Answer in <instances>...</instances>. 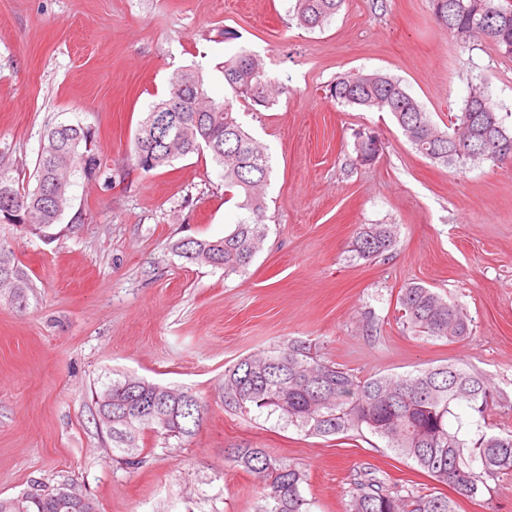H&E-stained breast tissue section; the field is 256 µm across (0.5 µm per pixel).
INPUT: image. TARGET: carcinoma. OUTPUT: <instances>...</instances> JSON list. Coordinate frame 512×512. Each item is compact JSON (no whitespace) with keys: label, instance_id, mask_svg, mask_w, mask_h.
<instances>
[{"label":"carcinoma","instance_id":"obj_1","mask_svg":"<svg viewBox=\"0 0 512 512\" xmlns=\"http://www.w3.org/2000/svg\"><path fill=\"white\" fill-rule=\"evenodd\" d=\"M345 0H295L294 15L307 29H322L341 10ZM436 23L461 44L474 37L490 42L504 58H512V0H430ZM224 85L234 97L257 106L271 104L272 80L263 59L246 49L224 61ZM329 97L341 106L388 112L407 141L431 161L460 167L484 161H512V131L502 123L488 87L471 85L459 112L450 116V130L441 131L430 113L401 80L380 72H346L329 85ZM500 128L504 148L479 150L489 118ZM354 134L356 161L376 162L369 133ZM208 152L224 172V189L241 198L245 216L224 237L186 239L177 243L182 257L224 271L244 272L265 237L263 188L270 172L266 149L233 116L232 103L215 102L207 95L203 68L195 65L174 72L165 99L146 113L132 149L134 166L144 173L172 160ZM33 189L22 188L11 171L0 165V198L13 208L0 209V223L34 234L48 235L71 207L73 178H105L91 130L79 124H48L34 173ZM397 245L390 224H369L357 233L352 248L357 258L373 261ZM30 287L28 276L13 252L0 244V289L11 297ZM401 318L414 331L430 339L454 342L470 333V319L440 293L418 283L401 288L397 298ZM112 397V424L105 428L121 462L128 468L144 463L139 440L149 431L163 438H189L200 427L207 404L192 389H170L138 377L122 375L95 393L97 413L101 401ZM224 407L243 416L251 412L276 413L286 424L321 437L367 428L384 440L396 455L412 461L435 482L475 499L488 489L487 480L512 472V434L483 431L470 441L453 428V408L464 407L480 418L489 405L512 411V401L493 388L479 373L462 363H449L397 376L359 377L336 363L314 358L300 345L239 359L224 370ZM131 420L121 427V420ZM229 462L259 478L258 512H309L303 485L305 471L272 457L264 448H235ZM344 512H457L447 495L423 487H405L387 474L363 467L349 476ZM60 492L29 499H0V512H70L57 507Z\"/></svg>","mask_w":512,"mask_h":512}]
</instances>
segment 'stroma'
Listing matches in <instances>:
<instances>
[{"instance_id":"35a3bbf8","label":"stroma","mask_w":512,"mask_h":512,"mask_svg":"<svg viewBox=\"0 0 512 512\" xmlns=\"http://www.w3.org/2000/svg\"><path fill=\"white\" fill-rule=\"evenodd\" d=\"M294 0H0V162L34 186L51 121L92 127L112 182L77 179L48 240L0 224L31 286L0 293V498L73 490L97 512H254L258 481L234 448H263L309 476L310 512H343L352 469L433 487L369 431L308 435L224 408V370L240 358L306 346L361 377L463 363L512 398V162L438 167L386 112L337 105V75L397 77L447 129L470 84L484 82L512 128V60L483 39L462 45L429 0H345L321 30L300 28ZM259 54L278 91L264 108L238 99V122L266 147L267 236L245 273L187 261L184 238L215 240L243 212L210 155L150 173L131 159L136 130L170 75L202 65L210 97L221 67ZM374 128L381 154L356 162L353 133ZM368 224L397 246L372 262L351 252ZM417 282L467 313L446 343L411 332L397 295ZM374 315L375 331L364 328ZM187 386L208 404L195 436L145 433L146 461L119 462L92 390L113 374ZM458 512H512V474L490 479Z\"/></svg>"}]
</instances>
